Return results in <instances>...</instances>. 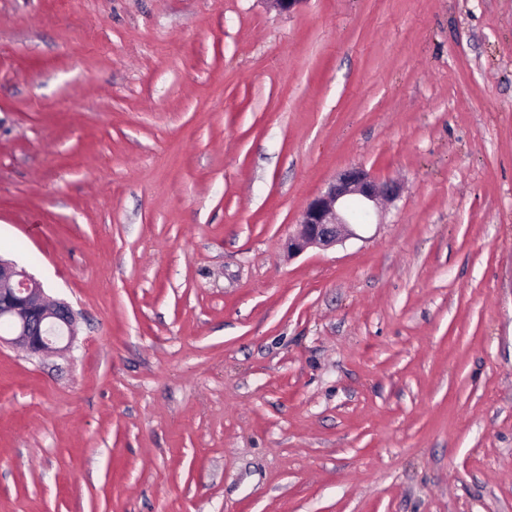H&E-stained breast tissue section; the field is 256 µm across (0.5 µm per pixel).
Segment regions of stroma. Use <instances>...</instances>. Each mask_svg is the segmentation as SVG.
<instances>
[{"label":"stroma","mask_w":512,"mask_h":512,"mask_svg":"<svg viewBox=\"0 0 512 512\" xmlns=\"http://www.w3.org/2000/svg\"><path fill=\"white\" fill-rule=\"evenodd\" d=\"M0 257V512H512V0H0ZM401 183L380 181L361 166H351L316 195L301 213L298 231L288 238V255H298L310 247L327 249L342 243L357 233L352 226L382 223V203H392L402 194ZM357 206L363 220L353 214ZM0 320L8 324L0 333L6 344L40 356L56 345L70 349L76 338V314L63 300H50L42 283L13 260L0 257Z\"/></svg>","instance_id":"35a3bbf8"}]
</instances>
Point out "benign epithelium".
I'll list each match as a JSON object with an SVG mask.
<instances>
[{"instance_id": "obj_1", "label": "benign epithelium", "mask_w": 512, "mask_h": 512, "mask_svg": "<svg viewBox=\"0 0 512 512\" xmlns=\"http://www.w3.org/2000/svg\"><path fill=\"white\" fill-rule=\"evenodd\" d=\"M401 183L380 181L360 166H351L304 207L298 231L288 238L291 255L310 247L327 249L357 236L354 227L382 218V203L402 194ZM0 320L7 335L0 346L19 348L40 356L63 345L67 350L76 338V314L63 300L46 296L42 283L16 262L0 256Z\"/></svg>"}]
</instances>
